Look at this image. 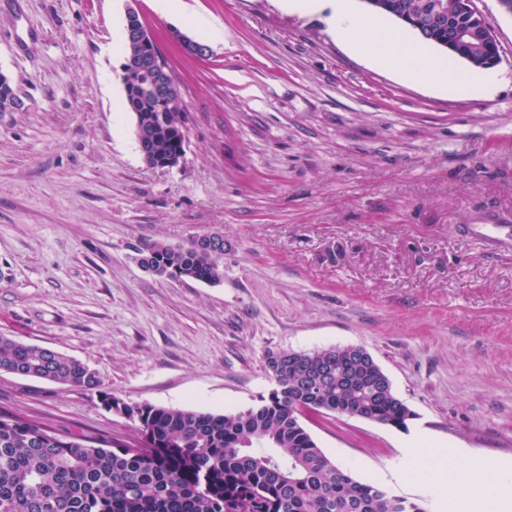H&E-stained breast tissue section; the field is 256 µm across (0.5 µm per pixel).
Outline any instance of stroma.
Wrapping results in <instances>:
<instances>
[{"mask_svg":"<svg viewBox=\"0 0 512 512\" xmlns=\"http://www.w3.org/2000/svg\"><path fill=\"white\" fill-rule=\"evenodd\" d=\"M0 0V335L94 370L128 403L224 413L273 387L265 355L360 346L413 411L301 422L339 467L428 512L454 493L409 475L430 443L512 462V249L466 225L512 218V15L476 0L501 83L460 97L350 52L279 0ZM136 7L184 99L187 146L147 166L124 105L112 32ZM204 59L170 40H205ZM216 231L224 277L145 270L147 243ZM100 391L0 372V412L134 443Z\"/></svg>","mask_w":512,"mask_h":512,"instance_id":"1","label":"stroma"}]
</instances>
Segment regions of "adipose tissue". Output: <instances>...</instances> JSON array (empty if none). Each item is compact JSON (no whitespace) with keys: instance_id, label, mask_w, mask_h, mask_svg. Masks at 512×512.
I'll return each instance as SVG.
<instances>
[{"instance_id":"adipose-tissue-1","label":"adipose tissue","mask_w":512,"mask_h":512,"mask_svg":"<svg viewBox=\"0 0 512 512\" xmlns=\"http://www.w3.org/2000/svg\"><path fill=\"white\" fill-rule=\"evenodd\" d=\"M281 7L301 15L326 14L331 29L350 51L409 81L428 83L458 96L475 97L487 93L500 80L498 73L489 69L460 73L452 59L432 56L425 43L407 40L376 20L360 15L356 0H281ZM431 455L442 464L436 475L438 487L450 485L458 491L455 512H490L492 506L512 502L511 467L495 462L474 467L456 464L452 452L445 448L433 449Z\"/></svg>"}]
</instances>
